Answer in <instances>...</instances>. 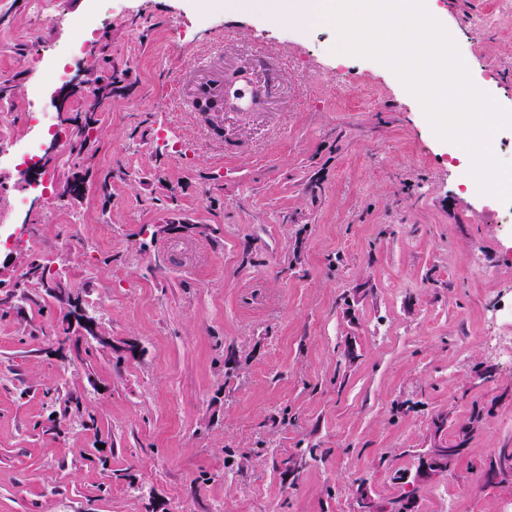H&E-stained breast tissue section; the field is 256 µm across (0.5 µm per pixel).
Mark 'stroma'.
<instances>
[{
    "mask_svg": "<svg viewBox=\"0 0 512 512\" xmlns=\"http://www.w3.org/2000/svg\"><path fill=\"white\" fill-rule=\"evenodd\" d=\"M31 2L0 0V126L38 143L0 167L6 249L39 250L112 344L79 365L56 303L0 313V512H352L354 480L392 505L424 449L459 444L418 512H500L512 481L485 465L512 448V334L486 338L512 293L507 217L467 190L462 148L398 78L334 53L321 22L107 0L67 74H128L77 165L61 115L84 102L60 104L36 57L73 34ZM431 9L512 109V14ZM466 15L497 22L475 33ZM208 72L258 89L252 108L213 124L182 109ZM76 168L83 196L58 198ZM170 217L188 230L153 235ZM77 231L85 250L67 244ZM48 386L80 394L98 432L60 422ZM313 445L327 456L287 474Z\"/></svg>",
    "mask_w": 512,
    "mask_h": 512,
    "instance_id": "stroma-1",
    "label": "stroma"
}]
</instances>
